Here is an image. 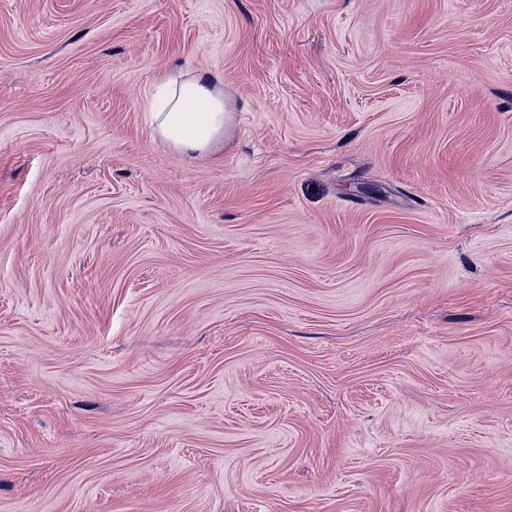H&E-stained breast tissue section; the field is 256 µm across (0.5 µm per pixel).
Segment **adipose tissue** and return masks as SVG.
Returning <instances> with one entry per match:
<instances>
[{
    "label": "adipose tissue",
    "mask_w": 512,
    "mask_h": 512,
    "mask_svg": "<svg viewBox=\"0 0 512 512\" xmlns=\"http://www.w3.org/2000/svg\"><path fill=\"white\" fill-rule=\"evenodd\" d=\"M149 116L155 135L190 158L223 146L231 118L221 84L192 70L160 76Z\"/></svg>",
    "instance_id": "obj_1"
}]
</instances>
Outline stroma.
Here are the masks:
<instances>
[{
    "label": "stroma",
    "instance_id": "35a3bbf8",
    "mask_svg": "<svg viewBox=\"0 0 512 512\" xmlns=\"http://www.w3.org/2000/svg\"><path fill=\"white\" fill-rule=\"evenodd\" d=\"M0 512H512V0H0ZM157 90L148 111L161 141L190 158L224 146L231 112H226L221 84L201 72L185 70L160 76Z\"/></svg>",
    "mask_w": 512,
    "mask_h": 512
}]
</instances>
